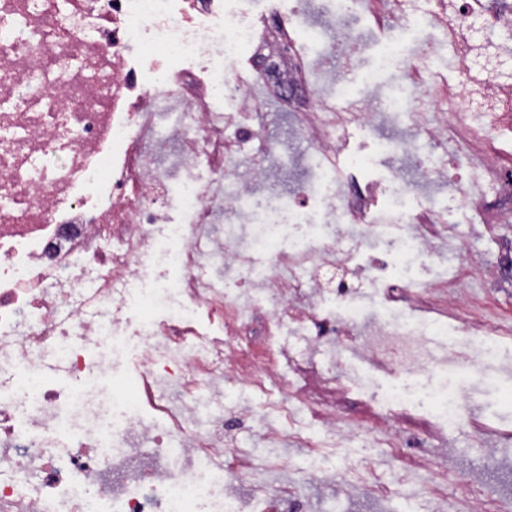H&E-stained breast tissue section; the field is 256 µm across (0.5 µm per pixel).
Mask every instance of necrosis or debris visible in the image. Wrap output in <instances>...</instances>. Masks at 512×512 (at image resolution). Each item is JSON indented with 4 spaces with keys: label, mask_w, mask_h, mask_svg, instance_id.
Masks as SVG:
<instances>
[{
    "label": "necrosis or debris",
    "mask_w": 512,
    "mask_h": 512,
    "mask_svg": "<svg viewBox=\"0 0 512 512\" xmlns=\"http://www.w3.org/2000/svg\"><path fill=\"white\" fill-rule=\"evenodd\" d=\"M360 15L386 64L404 31L439 30L402 74L453 103L451 126L416 122L401 136L400 102L350 97ZM448 51L454 86L427 78ZM245 52L246 77L232 67ZM259 88L312 149L288 204L259 194L271 178L256 155L269 140ZM365 126L385 130L379 147L397 165L363 186L335 162ZM452 129L465 149L449 151ZM452 167L457 188L435 203L428 189ZM382 197L385 220L369 221ZM311 206L321 233L285 242ZM257 211L261 222L242 224ZM511 219L512 0H292L259 17L253 0H0V512H299L321 469L272 484L273 458L227 433L229 416L266 421L267 444L336 456L343 494L398 497V440L368 439L313 403L349 394L343 351L355 346L402 378L367 394L393 427L481 433L472 387L503 333L457 299L474 283L512 288V255L467 253ZM371 243L370 267L352 268ZM436 264L447 279L417 276ZM259 317L266 335L290 326L322 359L280 372L243 343ZM133 333L140 368L105 391ZM431 336L468 370L446 399L408 384L437 363ZM228 383L283 397L228 402ZM355 447L369 456L353 462Z\"/></svg>",
    "instance_id": "necrosis-or-debris-1"
}]
</instances>
